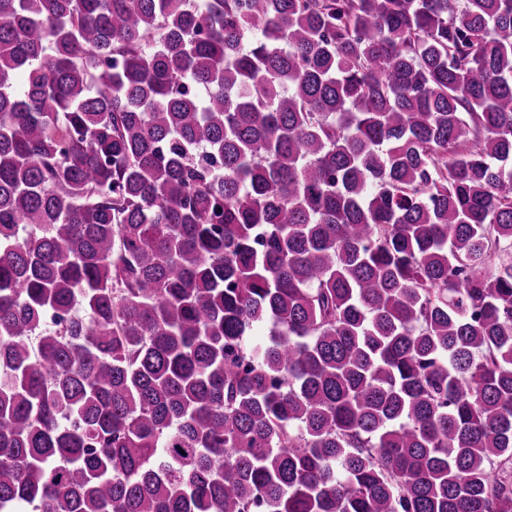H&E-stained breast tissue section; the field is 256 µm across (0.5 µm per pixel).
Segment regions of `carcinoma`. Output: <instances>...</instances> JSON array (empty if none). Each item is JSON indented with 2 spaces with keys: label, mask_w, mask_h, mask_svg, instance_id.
Segmentation results:
<instances>
[{
  "label": "carcinoma",
  "mask_w": 512,
  "mask_h": 512,
  "mask_svg": "<svg viewBox=\"0 0 512 512\" xmlns=\"http://www.w3.org/2000/svg\"><path fill=\"white\" fill-rule=\"evenodd\" d=\"M0 512H512V0H0Z\"/></svg>",
  "instance_id": "carcinoma-1"
}]
</instances>
